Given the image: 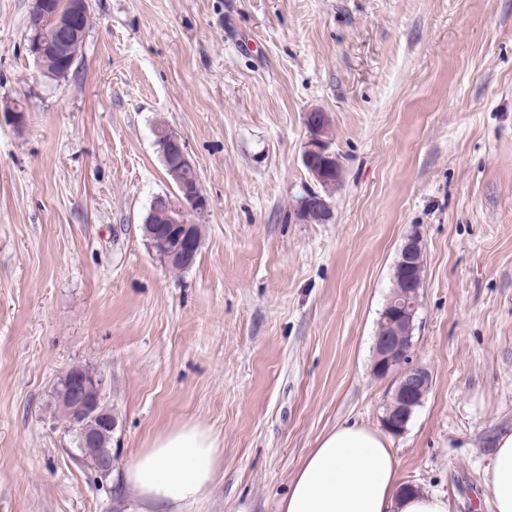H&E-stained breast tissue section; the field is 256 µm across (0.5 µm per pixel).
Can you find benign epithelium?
I'll list each match as a JSON object with an SVG mask.
<instances>
[{"mask_svg": "<svg viewBox=\"0 0 512 512\" xmlns=\"http://www.w3.org/2000/svg\"><path fill=\"white\" fill-rule=\"evenodd\" d=\"M90 11V0H75L73 6L65 13L56 15L36 14L35 30L49 26L56 33L59 48H64L71 34L75 33L80 20ZM308 138L305 143L304 158L310 163V176L315 180L322 179L332 170L337 161V154L331 150L332 134L331 121L327 114L309 113L306 120ZM160 139L167 145L169 154L178 157V165L187 171L197 172V166L186 151L182 139L172 131L160 133ZM208 206L201 179L195 178L182 186V195L171 199L168 196H158L152 202V208L161 210L171 218V223L179 225V232L164 236L152 224L151 216L144 218L142 230L147 242L159 244L166 248L165 262L181 266H190L194 262L199 247L198 241L191 232V215L203 211ZM331 205L321 197L308 201L306 219L326 218ZM419 236L411 233L406 235L400 248L401 260L399 274L408 293L398 307L388 312L389 332L376 336L374 340L375 357L378 363L377 375L381 378L392 377L396 383L393 393L385 403L386 412L382 417L384 428L400 435L406 431L414 406L423 401L429 393L433 378L431 373L420 366H405L399 368L396 375H391L394 356L402 338H411L415 329L414 315L411 314L412 290L416 280L411 276L412 258L419 246ZM100 380L86 373L72 379L65 396L61 399L60 411L67 419L69 428L77 435L82 452L89 457L94 467L102 475L112 472V450L106 445L104 432L115 429L112 420L101 401L102 392L99 390Z\"/></svg>", "mask_w": 512, "mask_h": 512, "instance_id": "1", "label": "benign epithelium"}]
</instances>
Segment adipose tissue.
<instances>
[{
    "instance_id": "ef3b65f1",
    "label": "adipose tissue",
    "mask_w": 512,
    "mask_h": 512,
    "mask_svg": "<svg viewBox=\"0 0 512 512\" xmlns=\"http://www.w3.org/2000/svg\"><path fill=\"white\" fill-rule=\"evenodd\" d=\"M488 473L494 512H512V430L495 443ZM219 442L210 429L185 423L155 437L123 472L139 512H188L215 482ZM278 512H448L446 496L403 491L388 436L347 423L320 437L290 481Z\"/></svg>"
}]
</instances>
